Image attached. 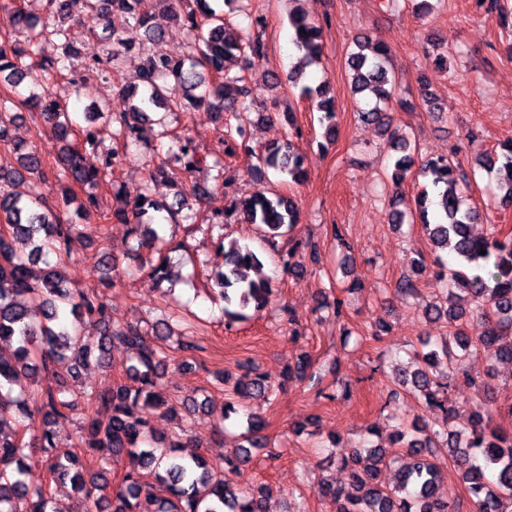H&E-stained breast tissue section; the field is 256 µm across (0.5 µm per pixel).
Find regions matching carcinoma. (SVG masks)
I'll use <instances>...</instances> for the list:
<instances>
[{
    "mask_svg": "<svg viewBox=\"0 0 512 512\" xmlns=\"http://www.w3.org/2000/svg\"><path fill=\"white\" fill-rule=\"evenodd\" d=\"M187 30V51L178 59L155 52L140 58L137 66L142 89L123 88L120 109L108 114L112 139L127 142L137 137L139 125L158 109L183 112L195 121L200 111L222 119L225 150L241 153L251 160V171L260 182L274 173L280 182L300 184L307 177L305 155L295 148L292 138L299 135L293 118H288V137L280 145L257 150L240 111L255 98L244 75L232 74L227 63L242 61L247 68L265 55L264 19L257 17L240 29L229 27L224 13L211 9L208 0H160ZM489 11L512 27V6L508 0H489ZM131 19L127 30L111 33V48L101 58L89 62L87 71L103 74L124 62L134 44L157 45L164 40L155 24L150 0H0V13L10 27L24 35L0 42V78L16 87L30 80L28 96L14 102L0 98V146L16 157V167L0 169V512H49L51 497L45 484L31 477L34 467L44 468L49 481L69 482L86 512H140L141 500L155 505L153 512H266L263 486L236 491L229 487L224 472H241L253 461L254 450L266 447L258 433L264 427L257 414L247 417L244 445L224 462L208 465L197 452L200 441L193 436L192 421L184 419L180 433L158 450L151 428L152 415L162 410L178 412L177 406L159 395L156 387L165 371L175 362L200 349L198 337L185 336L176 354L168 353L160 342L170 336L167 315L148 334L134 324H115L111 310L100 294L72 287L64 272L71 260L70 242L79 231V220L99 212L106 223L131 225L130 233L139 246L156 255L149 263L148 277L156 283L172 280L170 253L180 245L172 243L144 222L148 211L166 212L164 220L191 224L194 205L202 202L208 190L194 185L180 189L174 202L160 204L143 193L124 201L109 212L98 211L91 190L112 174L119 159L117 151L104 149L102 129L95 120L83 127L79 141L73 142V128L65 108L46 90V85L66 77L67 60L73 44L108 29L114 12ZM293 42L302 52L300 61L312 65L320 60L323 28L308 14H290ZM55 43L60 53L41 57L42 45ZM447 40L438 39L424 50L426 59L438 67L448 62ZM352 95L373 94L374 103L359 108L362 120L390 134L391 176L400 184L408 177H428L431 187H421L415 208L409 214L394 210L393 224H420L434 248L453 253L446 264L434 260L436 275L448 281L445 306L427 305L424 314L448 324L449 336L435 343L425 342L427 350L416 354L419 367L404 372L399 381L415 399L435 409V425L398 423L395 440L405 448L406 458L397 469L395 481L380 480L383 468L391 464L380 446L349 448L337 439L331 448L347 470L355 493L342 485L324 482L318 491L336 501L337 512H460V502L440 484V468L451 459L460 469L462 480L474 498L477 512H512V433L494 425L499 409L485 408L458 422L448 415V379L459 369L472 348H482L493 361L512 360V232L497 228L475 236L471 226L480 212L468 202L470 184L456 153L423 156L409 132L395 126L392 109H405L410 103L400 97L390 65V49L368 36H358L348 53ZM301 95L319 98L318 121L326 142L336 137V102L326 85L301 88ZM41 114L53 134L64 142L55 183L60 195L48 197L36 178L46 181L43 160L36 149L13 136L20 117L17 105ZM176 160L191 175L202 165V158L188 136L176 138ZM103 154L99 165L87 162L91 154ZM479 167L501 175L503 194L498 206L512 205V138L485 154ZM85 190L78 198L75 188ZM237 220L253 224L269 243L287 234L297 221L294 198L284 193L258 190L232 203ZM224 268L212 272V288L224 300V319L232 324L246 318V311H263L271 302L272 285L260 256L247 244L219 242ZM83 324L100 327V337L92 342L79 335ZM118 344L136 351L133 363L125 367L127 380L112 384L104 393L78 396L61 376H75L95 362L108 366V351ZM241 378L233 396L224 401L219 429L224 421L239 414L235 398L251 397L265 402L284 385L274 383L246 363L239 364ZM90 404L79 431L77 446L61 449L55 445L56 428L70 419L78 398ZM104 452L113 460L125 462L122 481L112 488L102 472L87 474L81 457Z\"/></svg>",
    "mask_w": 512,
    "mask_h": 512,
    "instance_id": "cac0c4a2",
    "label": "carcinoma"
}]
</instances>
